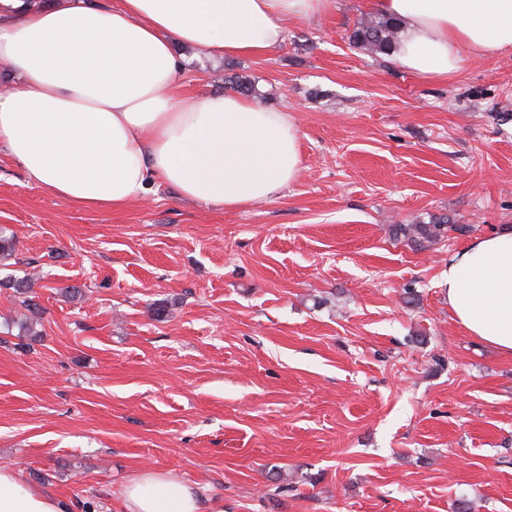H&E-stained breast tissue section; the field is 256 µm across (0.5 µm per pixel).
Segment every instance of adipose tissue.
I'll return each instance as SVG.
<instances>
[{
	"instance_id": "obj_1",
	"label": "adipose tissue",
	"mask_w": 512,
	"mask_h": 512,
	"mask_svg": "<svg viewBox=\"0 0 512 512\" xmlns=\"http://www.w3.org/2000/svg\"><path fill=\"white\" fill-rule=\"evenodd\" d=\"M328 0H0V68L18 79L0 92V146L28 179L72 203L118 209L151 184L240 208L273 200L301 164L290 113L237 95L186 98L175 45L214 57H258L288 23ZM399 19L392 54L405 70L444 78L470 57L512 52V0H372ZM452 319L512 355V228L474 238L448 259ZM126 512H199L183 481L144 473L126 486ZM0 512H65L0 467Z\"/></svg>"
}]
</instances>
